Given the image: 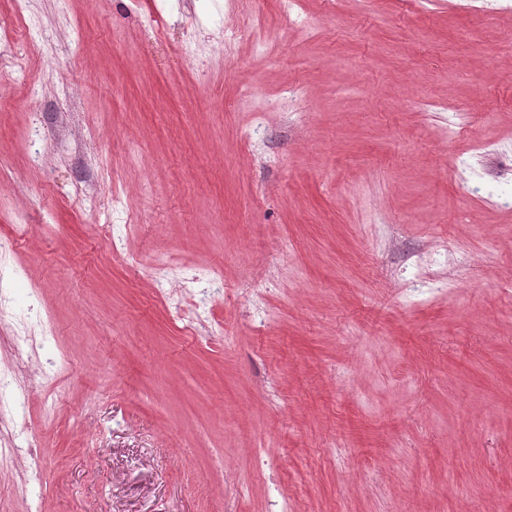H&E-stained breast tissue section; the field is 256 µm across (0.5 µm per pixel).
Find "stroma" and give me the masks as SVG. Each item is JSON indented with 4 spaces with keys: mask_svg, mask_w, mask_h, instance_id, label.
I'll return each mask as SVG.
<instances>
[{
    "mask_svg": "<svg viewBox=\"0 0 512 512\" xmlns=\"http://www.w3.org/2000/svg\"><path fill=\"white\" fill-rule=\"evenodd\" d=\"M476 2L296 0L303 30L280 0H29L57 41L38 96L0 69V323L52 333L0 512L29 468L41 512H512V0ZM62 111L121 249L68 153L28 166Z\"/></svg>",
    "mask_w": 512,
    "mask_h": 512,
    "instance_id": "35a3bbf8",
    "label": "stroma"
}]
</instances>
